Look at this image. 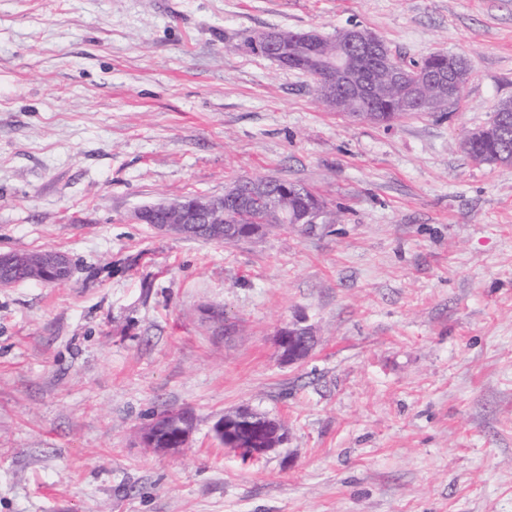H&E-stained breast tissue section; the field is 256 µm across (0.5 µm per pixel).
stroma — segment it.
I'll return each instance as SVG.
<instances>
[{"label":"stroma","instance_id":"35a3bbf8","mask_svg":"<svg viewBox=\"0 0 512 512\" xmlns=\"http://www.w3.org/2000/svg\"><path fill=\"white\" fill-rule=\"evenodd\" d=\"M351 27L464 57L461 98L354 122L247 45ZM506 99L512 0H0V253L72 267L0 288V512H512V165L462 149ZM245 177L335 219L221 244L132 218ZM241 406L287 443L224 448ZM169 410L176 456L141 438ZM294 190H296V194L288 198V210L290 211H303L309 208L313 210H320L323 208L322 217H327L329 214L326 210V206L324 201L316 196L311 191L307 190L305 187L293 183H289ZM276 342L282 349L283 355L288 356V361L299 362L304 360L312 351L313 345L310 339L314 338L310 328L299 324H288L276 334ZM289 352V350H291ZM288 350V353H287ZM182 411H168L166 414H160L154 419V422L162 419L166 416H172L178 418L182 422L181 430L176 435V438L180 442L179 446L176 448H157L156 447V439L152 435L151 431L145 430L143 433V441L148 448H152L155 451H158L167 455H176L179 454L188 444L189 438L191 436L193 430V419L189 415H185L181 413ZM157 444L167 446L169 444V436L173 434L178 428L174 425L171 420L167 421H158L155 425Z\"/></svg>","mask_w":512,"mask_h":512}]
</instances>
